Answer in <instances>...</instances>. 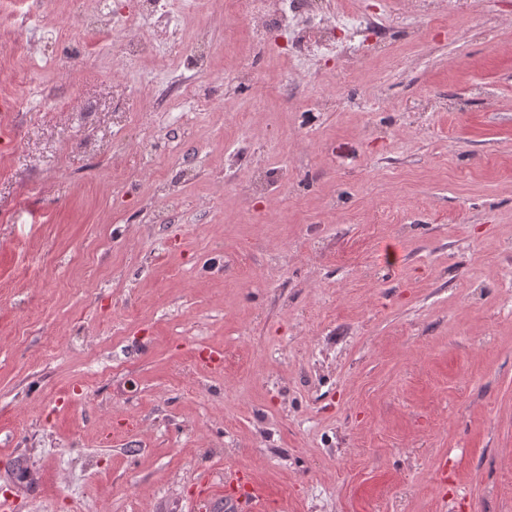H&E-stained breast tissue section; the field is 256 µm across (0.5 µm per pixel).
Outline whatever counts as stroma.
I'll use <instances>...</instances> for the list:
<instances>
[{
  "mask_svg": "<svg viewBox=\"0 0 512 512\" xmlns=\"http://www.w3.org/2000/svg\"><path fill=\"white\" fill-rule=\"evenodd\" d=\"M338 2L388 17L365 64L304 72L216 24L205 112L138 111L185 72L78 38L94 0L30 21L41 81L0 114L16 512H227L229 469L269 512H512V0ZM245 62L265 99L225 94ZM233 152L287 184L225 186Z\"/></svg>",
  "mask_w": 512,
  "mask_h": 512,
  "instance_id": "stroma-1",
  "label": "stroma"
}]
</instances>
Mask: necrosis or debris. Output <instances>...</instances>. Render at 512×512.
<instances>
[{"mask_svg": "<svg viewBox=\"0 0 512 512\" xmlns=\"http://www.w3.org/2000/svg\"><path fill=\"white\" fill-rule=\"evenodd\" d=\"M221 19L225 25L246 24L252 32L255 55L278 52L291 58L356 56L355 37L383 36L386 25L381 11L350 13L324 7L322 0H237L235 14L224 12V0H114L103 23L111 29L117 51L136 64L154 55L160 43L177 44L181 61L190 71L175 99L200 103L195 74L206 71L209 58L202 45L211 41L207 28H190L188 12Z\"/></svg>", "mask_w": 512, "mask_h": 512, "instance_id": "obj_1", "label": "necrosis or debris"}]
</instances>
